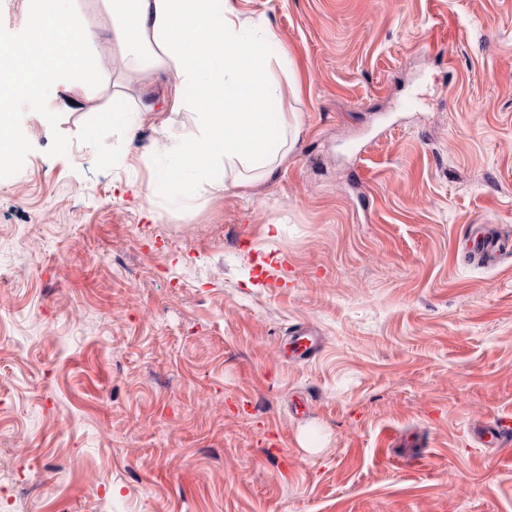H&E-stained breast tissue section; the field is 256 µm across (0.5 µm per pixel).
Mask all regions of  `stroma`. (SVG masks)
I'll list each match as a JSON object with an SVG mask.
<instances>
[{
	"mask_svg": "<svg viewBox=\"0 0 512 512\" xmlns=\"http://www.w3.org/2000/svg\"><path fill=\"white\" fill-rule=\"evenodd\" d=\"M230 2L291 60L295 139L183 200L174 73L75 0L103 82L49 100L65 155L26 111L0 178V512H512V447L469 438L512 420V257L459 256L512 237V0ZM469 253L487 267L496 266L505 255L512 254V239L475 232L468 240ZM287 344L290 358L309 360L322 347V339L316 332L302 326L290 333Z\"/></svg>",
	"mask_w": 512,
	"mask_h": 512,
	"instance_id": "1",
	"label": "stroma"
}]
</instances>
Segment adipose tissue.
I'll use <instances>...</instances> for the list:
<instances>
[{
  "label": "adipose tissue",
  "instance_id": "ef3b65f1",
  "mask_svg": "<svg viewBox=\"0 0 512 512\" xmlns=\"http://www.w3.org/2000/svg\"><path fill=\"white\" fill-rule=\"evenodd\" d=\"M110 3L112 37L128 71H174L176 105L191 108L202 131L181 145L180 167L158 172V182L187 196L214 186L223 167L235 171L239 187L251 184L252 170L271 171L289 127L266 105L282 96L276 73L287 70L289 60L266 54L273 37L266 20L240 17L229 0Z\"/></svg>",
  "mask_w": 512,
  "mask_h": 512
}]
</instances>
